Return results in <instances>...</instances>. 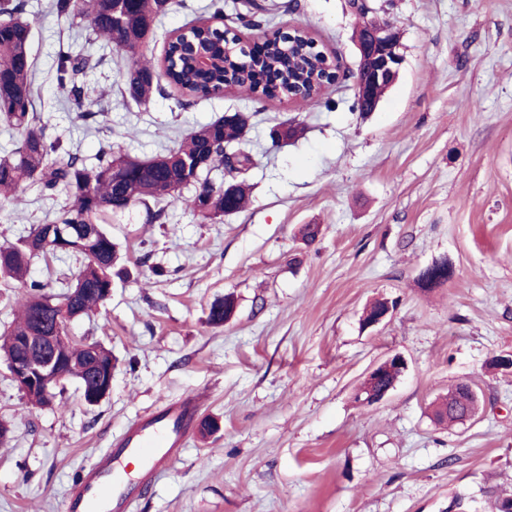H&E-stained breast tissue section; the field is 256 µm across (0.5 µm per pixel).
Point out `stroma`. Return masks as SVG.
<instances>
[{"instance_id":"stroma-1","label":"stroma","mask_w":512,"mask_h":512,"mask_svg":"<svg viewBox=\"0 0 512 512\" xmlns=\"http://www.w3.org/2000/svg\"><path fill=\"white\" fill-rule=\"evenodd\" d=\"M215 0H174L149 51L210 18ZM51 0H25L39 72L36 109L49 136L95 160L114 146L141 158L227 112L255 113L247 137L251 201L216 224L181 203L152 224L143 207L106 228L128 276L71 325L112 350V389L88 405L75 381L61 411L30 406L0 360V512H62L79 471L127 426L167 400L194 394L212 433L129 512H483L488 492L512 493V0H370L400 33L404 61L375 112L352 109L351 85L307 103L219 97L177 104L171 89L144 106L118 92L120 52L85 42ZM261 24L225 8L218 28L242 40L302 29L329 61L353 70L358 19L348 0H254ZM95 58L79 74L90 119L65 103L60 46ZM292 119L297 139L275 147L270 128ZM19 209L0 201V242L42 223L64 201L24 187ZM320 233L307 242L304 225ZM453 276L429 288L426 267ZM234 295L231 322H208ZM387 300L378 326L364 308ZM399 354L407 369L381 402L354 396L367 372ZM480 396L478 415L436 425L429 405L457 383Z\"/></svg>"}]
</instances>
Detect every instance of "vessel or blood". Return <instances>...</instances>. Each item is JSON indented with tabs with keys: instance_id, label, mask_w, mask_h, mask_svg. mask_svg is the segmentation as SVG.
<instances>
[{
	"instance_id": "vessel-or-blood-1",
	"label": "vessel or blood",
	"mask_w": 512,
	"mask_h": 512,
	"mask_svg": "<svg viewBox=\"0 0 512 512\" xmlns=\"http://www.w3.org/2000/svg\"><path fill=\"white\" fill-rule=\"evenodd\" d=\"M198 406V398L187 397L133 421L113 448L82 469L67 493L66 512H128L133 499L181 459L189 437L200 426ZM127 458L137 459L140 466L133 483L120 478Z\"/></svg>"
}]
</instances>
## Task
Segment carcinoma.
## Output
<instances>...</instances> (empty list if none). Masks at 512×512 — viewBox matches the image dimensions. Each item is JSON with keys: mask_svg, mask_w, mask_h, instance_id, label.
<instances>
[{"mask_svg": "<svg viewBox=\"0 0 512 512\" xmlns=\"http://www.w3.org/2000/svg\"><path fill=\"white\" fill-rule=\"evenodd\" d=\"M172 0H52L60 17L80 18L88 23L94 39L113 45L127 60L123 101L145 105L162 91L161 82L180 93L179 105L185 107L195 98L219 96L228 89L256 94L265 99L289 98L294 102L314 100L322 88L335 82L350 81L352 73L341 76L327 72L314 41L305 31L293 33L288 41H272L261 55L241 60L244 49L230 44L222 49L224 33L200 19L194 25L168 35L161 63L146 53L155 36L157 23L171 9ZM22 0H0V123L19 133L17 147L0 156V196L8 200L23 183L43 192L61 194L65 202L52 219L32 224L26 234L14 242L0 243V280L22 288L15 300V319L6 334L0 336V356L9 358L18 350L20 339L53 331L64 325L60 311L49 300L66 304L72 321L96 311L112 292V270L120 253L112 235L103 227L106 216L142 205L151 220L162 217L163 210L152 206L178 200L201 222L214 223L242 210L250 187L234 175L230 201L224 199V184H215L210 175L226 165V154L239 162L237 172L249 169L253 160L245 149L247 128L252 114L221 116L191 132L167 153L151 158L132 156L122 149L102 152L89 164L79 154L63 147L58 138L46 134V126L36 112V72L30 53L32 30L29 22L18 17ZM207 49L213 63L206 69L196 64L190 44ZM89 60L63 48L56 57L59 85L69 87L70 103L83 108V88L76 76ZM191 195H184V191ZM75 225L64 243L58 241L59 227ZM82 259L72 281L59 293L47 291V285L28 280L31 262L39 257ZM233 296L214 302L208 322L219 327L235 314ZM66 361L65 373L75 379L85 402L99 387L98 370L112 366V350L104 343L83 339L60 351ZM478 401L469 394L468 385L457 384L448 395L431 406L434 422L450 426L474 416Z\"/></svg>", "mask_w": 512, "mask_h": 512, "instance_id": "carcinoma-1", "label": "carcinoma"}]
</instances>
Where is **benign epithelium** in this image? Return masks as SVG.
<instances>
[{
  "label": "benign epithelium",
  "mask_w": 512,
  "mask_h": 512,
  "mask_svg": "<svg viewBox=\"0 0 512 512\" xmlns=\"http://www.w3.org/2000/svg\"><path fill=\"white\" fill-rule=\"evenodd\" d=\"M354 44L360 58V70L355 80L357 96L364 98L369 96L376 86L391 85L397 78L403 62L399 32L395 27L392 25L372 27L364 37L354 38ZM74 340L76 337L69 330L64 336H30L25 340V344L43 349L45 351L43 361L35 365L22 356L9 361L10 377L21 392L24 393L36 386L44 388L47 400L41 405L43 409L53 404L52 394L67 380L64 361L57 355L56 345L61 341ZM390 366L404 371L407 368V362L401 355L394 354L372 368L366 374V378L374 380Z\"/></svg>",
  "instance_id": "7a95c632"
}]
</instances>
